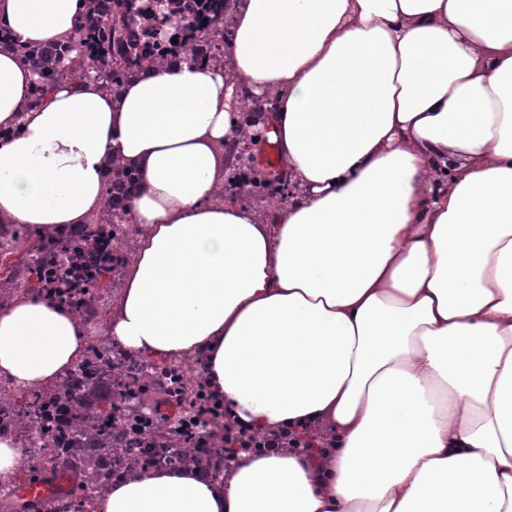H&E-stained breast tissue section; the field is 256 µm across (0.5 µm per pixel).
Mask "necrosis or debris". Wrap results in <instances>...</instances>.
<instances>
[{
	"instance_id": "obj_1",
	"label": "necrosis or debris",
	"mask_w": 512,
	"mask_h": 512,
	"mask_svg": "<svg viewBox=\"0 0 512 512\" xmlns=\"http://www.w3.org/2000/svg\"><path fill=\"white\" fill-rule=\"evenodd\" d=\"M162 12L177 26L176 43L154 46V17L132 12L137 44H115L94 67L117 71L135 61L150 68L186 50L223 65L224 16L208 0H163ZM142 234L107 204L64 245L15 227L0 230V307L37 293L67 307L87 334L64 387L20 388L0 377V437L22 450L17 474L36 461L44 476L66 471L78 490L39 512H93L113 478L149 468L194 466L220 485L233 449L290 445L287 432L245 433L227 418L206 382L205 351L158 358L130 352L110 336L123 273Z\"/></svg>"
}]
</instances>
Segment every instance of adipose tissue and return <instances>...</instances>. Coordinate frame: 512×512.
Returning a JSON list of instances; mask_svg holds the SVG:
<instances>
[{
  "mask_svg": "<svg viewBox=\"0 0 512 512\" xmlns=\"http://www.w3.org/2000/svg\"><path fill=\"white\" fill-rule=\"evenodd\" d=\"M88 0H0V35L76 38ZM229 69L186 54L117 91L32 102L0 47V223L61 240L113 157L143 224L109 334L205 351L248 429L320 425L323 452L239 451L113 482L98 512H512V0H229ZM298 191L270 222L213 199L241 96ZM86 345L62 305L0 310V376L60 381Z\"/></svg>",
  "mask_w": 512,
  "mask_h": 512,
  "instance_id": "adipose-tissue-1",
  "label": "adipose tissue"
}]
</instances>
